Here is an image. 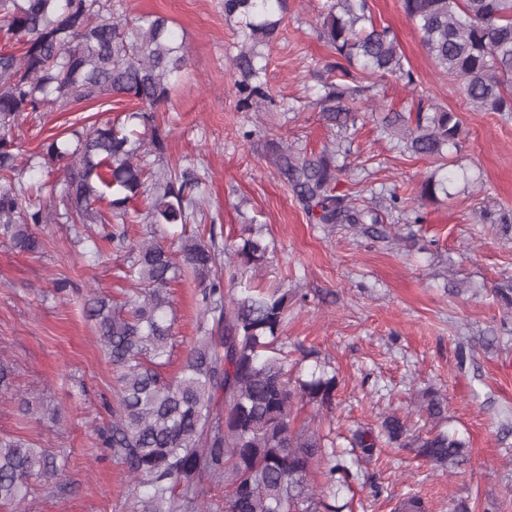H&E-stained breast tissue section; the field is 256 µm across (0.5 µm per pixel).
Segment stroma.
Listing matches in <instances>:
<instances>
[{"mask_svg":"<svg viewBox=\"0 0 512 512\" xmlns=\"http://www.w3.org/2000/svg\"><path fill=\"white\" fill-rule=\"evenodd\" d=\"M325 2L287 0L278 33L255 61L261 91L244 102L237 86L246 76L232 65L239 25L225 17L224 0H112L113 11L131 20L168 18L187 51L183 77L154 114L164 149L148 160L158 172L177 167L203 178V212L188 234L221 244L250 226L262 231L274 256L255 283L294 294L283 337L297 375L318 362L336 373L331 412L309 405L300 417L328 435L346 462L355 460L351 429L376 427L394 412L423 432L432 422L417 413L418 397L429 388L447 397L448 425L469 445L460 468L445 474L415 449L383 443L326 503L341 512H397L417 494L428 512H454L462 501L470 512H512V310L495 296L512 285V232L495 225L512 214V112L468 104L458 82L436 68L401 0L369 4L375 23L395 35L413 85L347 69L317 33ZM332 83L356 89L354 126L326 120L321 100ZM420 102L461 119L460 147L448 160L479 171L481 188L459 183L452 198L420 202L436 162L404 151L377 121ZM135 107L110 98L29 112L15 134L27 155L50 135ZM282 142L309 157L335 149L337 191L363 200L386 237L362 224L317 223L269 161ZM393 194L399 206L391 205ZM38 231L44 247L34 256L0 238V361L11 370V390L0 395V435L67 458L68 470L64 482L36 484L21 512H135L132 487L101 444L116 376L84 311L89 290L118 297L127 255L98 224ZM59 279L69 283L61 294ZM198 293L189 276L170 287L175 344L166 375L178 373L200 334ZM24 403L26 415L18 411Z\"/></svg>","mask_w":512,"mask_h":512,"instance_id":"1","label":"stroma"}]
</instances>
